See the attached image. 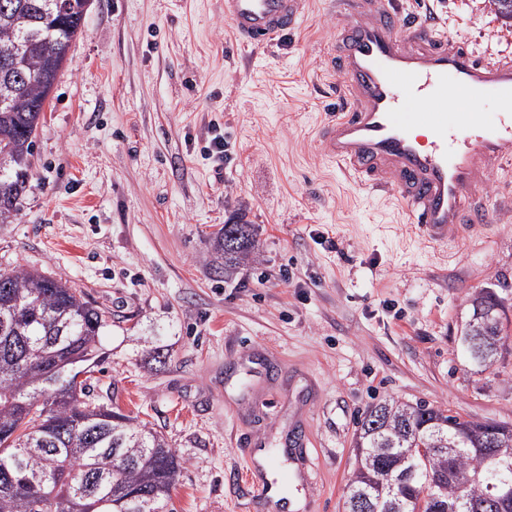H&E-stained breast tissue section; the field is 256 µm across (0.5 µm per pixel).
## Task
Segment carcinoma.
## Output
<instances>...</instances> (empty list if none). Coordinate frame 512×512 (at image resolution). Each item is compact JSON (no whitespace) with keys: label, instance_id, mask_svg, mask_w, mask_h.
Listing matches in <instances>:
<instances>
[{"label":"carcinoma","instance_id":"obj_1","mask_svg":"<svg viewBox=\"0 0 512 512\" xmlns=\"http://www.w3.org/2000/svg\"><path fill=\"white\" fill-rule=\"evenodd\" d=\"M512 29V0H489ZM80 0H0V224L12 222L31 177L30 157L50 93L73 41L82 33ZM254 225L226 224L215 237L216 269L226 273L255 253ZM487 302L486 345L509 339L504 300ZM106 315L60 278L17 268L0 273V512H165L181 468L157 431L100 402L94 368ZM80 372L86 379L76 386ZM464 419L417 403L411 416L383 400L358 421L356 468L346 485L345 512L368 496L372 512H470L488 483L512 490V429ZM496 441L497 459L482 452ZM455 449L453 459L434 452ZM415 472L395 492L389 474Z\"/></svg>","mask_w":512,"mask_h":512}]
</instances>
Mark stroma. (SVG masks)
I'll return each instance as SVG.
<instances>
[{
    "label": "stroma",
    "instance_id": "35a3bbf8",
    "mask_svg": "<svg viewBox=\"0 0 512 512\" xmlns=\"http://www.w3.org/2000/svg\"><path fill=\"white\" fill-rule=\"evenodd\" d=\"M397 2L512 62L488 0ZM352 21L309 0L299 28L253 47L224 0H93L45 105L0 270L63 278L105 311L95 392L180 457L166 512H273L246 457L284 447L302 418L312 512H343L356 422L382 400L512 426V342L485 369L459 341L471 295L512 305V159L471 198L488 226L434 247L391 190L323 156ZM214 124L220 169L203 153ZM236 220L259 255L226 277L211 237Z\"/></svg>",
    "mask_w": 512,
    "mask_h": 512
}]
</instances>
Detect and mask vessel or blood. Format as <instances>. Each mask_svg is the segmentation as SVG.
Returning a JSON list of instances; mask_svg holds the SVG:
<instances>
[{
    "label": "vessel or blood",
    "instance_id": "vessel-or-blood-1",
    "mask_svg": "<svg viewBox=\"0 0 512 512\" xmlns=\"http://www.w3.org/2000/svg\"><path fill=\"white\" fill-rule=\"evenodd\" d=\"M304 4L224 0V16L242 42L264 46L300 26ZM340 4L356 16L336 42L349 104L322 127V152L362 183L394 188L427 243H461L487 220L466 217L467 198L512 157V64L477 60L431 23L402 20L395 0ZM486 97L501 107L495 118L472 109ZM421 129L429 142L419 139ZM283 453L296 462L295 478L314 483L308 449Z\"/></svg>",
    "mask_w": 512,
    "mask_h": 512
}]
</instances>
